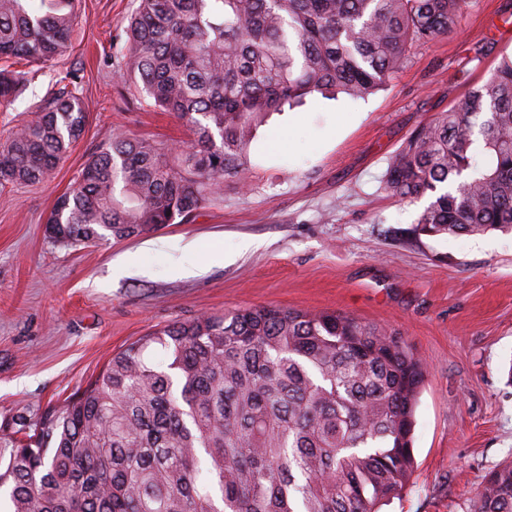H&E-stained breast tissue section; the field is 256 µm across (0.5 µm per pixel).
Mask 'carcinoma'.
Instances as JSON below:
<instances>
[{
    "instance_id": "carcinoma-1",
    "label": "carcinoma",
    "mask_w": 512,
    "mask_h": 512,
    "mask_svg": "<svg viewBox=\"0 0 512 512\" xmlns=\"http://www.w3.org/2000/svg\"><path fill=\"white\" fill-rule=\"evenodd\" d=\"M77 0H0V61L68 55ZM469 0H139L117 78L189 126L185 148L119 132L60 195L66 245L189 222L246 185L265 117L315 93L364 99ZM22 76L0 68V107ZM84 88L52 78L0 142V186L48 179L85 131ZM384 190L429 199L414 232H512V55L390 157ZM161 351L166 360L157 362ZM425 365L396 334L337 311L243 308L174 323L112 356L53 414L0 424L4 512H381L408 485ZM468 512H512V461Z\"/></svg>"
}]
</instances>
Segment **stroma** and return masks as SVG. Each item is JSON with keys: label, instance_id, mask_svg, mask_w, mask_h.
Returning a JSON list of instances; mask_svg holds the SVG:
<instances>
[{"label": "stroma", "instance_id": "stroma-1", "mask_svg": "<svg viewBox=\"0 0 512 512\" xmlns=\"http://www.w3.org/2000/svg\"><path fill=\"white\" fill-rule=\"evenodd\" d=\"M136 0H80L59 63L85 90L81 140L37 185L0 189V421L63 405L131 342L167 325L252 306L352 314L395 332L426 364L414 472L382 512H467L478 482L512 459V234L414 236L424 202L382 182L402 141L512 54V0H471L458 32L412 48L367 99L308 98L270 114L250 144L248 189L227 182L187 223L66 247L45 218L115 131L187 144L175 114L113 75ZM0 111V140L46 93L52 69ZM157 241L144 252L143 241ZM195 275L172 267L188 242ZM134 258L116 274L115 260Z\"/></svg>", "mask_w": 512, "mask_h": 512}]
</instances>
